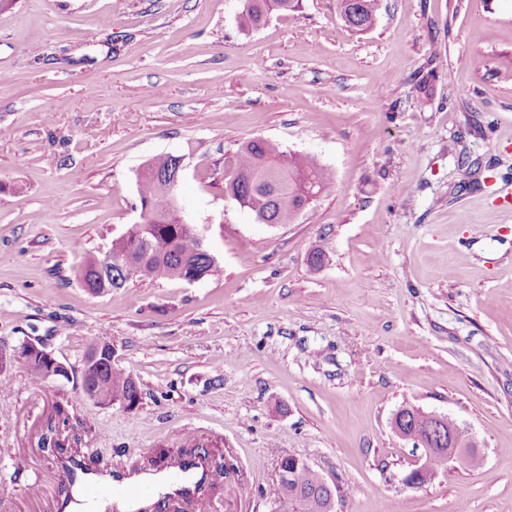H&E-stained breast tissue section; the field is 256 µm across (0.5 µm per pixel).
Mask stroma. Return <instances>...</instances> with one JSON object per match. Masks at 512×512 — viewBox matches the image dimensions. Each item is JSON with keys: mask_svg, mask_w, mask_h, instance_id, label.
<instances>
[{"mask_svg": "<svg viewBox=\"0 0 512 512\" xmlns=\"http://www.w3.org/2000/svg\"><path fill=\"white\" fill-rule=\"evenodd\" d=\"M294 3L249 32L243 0L0 10V344L68 370L0 371V512H54L71 448L109 468L207 449L234 466L213 512H271L282 453L340 487L338 512H512V0H382L363 32L340 0ZM254 137L333 173L292 223L224 194ZM162 153L189 157L176 201L221 277L90 293L81 266L139 221ZM102 338L136 409L82 391ZM405 407L466 430L482 467L405 485ZM22 350H25V356H39V359H30L26 357L24 362L28 367V373L30 379L33 382L45 381V374L47 378L53 376H64L67 375V368L64 364L57 361L50 353L42 349V347L35 342L26 341L21 344L19 348L9 349L6 346L0 347V369H5L11 365L14 361L23 359L21 357ZM45 371H44V363Z\"/></svg>", "mask_w": 512, "mask_h": 512, "instance_id": "obj_1", "label": "stroma"}]
</instances>
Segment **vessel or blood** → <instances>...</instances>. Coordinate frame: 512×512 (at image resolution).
Segmentation results:
<instances>
[{
    "instance_id": "vessel-or-blood-1",
    "label": "vessel or blood",
    "mask_w": 512,
    "mask_h": 512,
    "mask_svg": "<svg viewBox=\"0 0 512 512\" xmlns=\"http://www.w3.org/2000/svg\"><path fill=\"white\" fill-rule=\"evenodd\" d=\"M72 472L83 501L94 504H128L130 512H156L161 501L190 505L193 512H208L204 490L212 463L201 456L180 457L152 471L99 470L85 456L70 454L61 461Z\"/></svg>"
}]
</instances>
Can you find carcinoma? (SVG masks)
I'll return each mask as SVG.
<instances>
[{
  "instance_id": "obj_1",
  "label": "carcinoma",
  "mask_w": 512,
  "mask_h": 512,
  "mask_svg": "<svg viewBox=\"0 0 512 512\" xmlns=\"http://www.w3.org/2000/svg\"><path fill=\"white\" fill-rule=\"evenodd\" d=\"M347 24L363 31L376 21L380 0H347ZM290 10L286 0H250L247 11L239 18L244 30L260 27L273 12ZM174 155L160 154L152 158L137 177L141 209L147 210L140 224L113 239L107 254L88 259L80 270L86 288L93 293L119 289L131 278L180 279L209 278L219 272L217 262L206 256L193 225L187 223L177 207L159 209L156 204L175 198L179 182L172 181ZM333 182L332 172L311 156L288 155L263 138L245 142L235 156L234 172L225 183L236 195V201L255 216L272 224H289L300 211L305 188L325 190ZM98 353L97 365L83 378L86 395L101 404L135 403L140 392L135 378L110 364L106 339ZM406 430L418 439L436 433L427 414L415 408L405 409ZM446 454L432 458L431 470L414 478L416 486L433 480L434 472L445 469ZM278 464L288 477L291 488L312 492L318 474L293 458L281 454Z\"/></svg>"
}]
</instances>
